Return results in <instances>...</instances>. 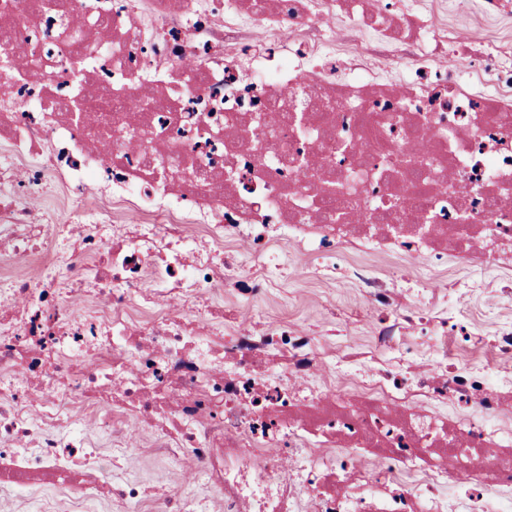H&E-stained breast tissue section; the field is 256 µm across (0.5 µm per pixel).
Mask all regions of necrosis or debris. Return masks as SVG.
Here are the masks:
<instances>
[{
    "label": "necrosis or debris",
    "mask_w": 512,
    "mask_h": 512,
    "mask_svg": "<svg viewBox=\"0 0 512 512\" xmlns=\"http://www.w3.org/2000/svg\"><path fill=\"white\" fill-rule=\"evenodd\" d=\"M451 10L0 0L36 63L0 76V181L26 198L0 199V489L33 512H512V315L429 285L512 280V43L461 40ZM46 180L66 223L39 217ZM293 263L347 284L363 339L277 315ZM143 455L189 458L195 489L127 473Z\"/></svg>",
    "instance_id": "necrosis-or-debris-1"
}]
</instances>
